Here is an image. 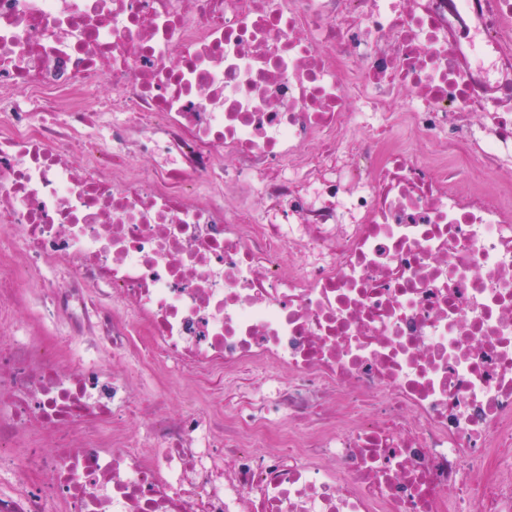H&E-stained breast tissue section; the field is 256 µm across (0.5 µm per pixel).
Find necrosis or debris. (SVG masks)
Instances as JSON below:
<instances>
[{
  "mask_svg": "<svg viewBox=\"0 0 512 512\" xmlns=\"http://www.w3.org/2000/svg\"><path fill=\"white\" fill-rule=\"evenodd\" d=\"M510 19L0 0V512H512ZM105 351L260 386L218 443Z\"/></svg>",
  "mask_w": 512,
  "mask_h": 512,
  "instance_id": "1",
  "label": "necrosis or debris"
}]
</instances>
